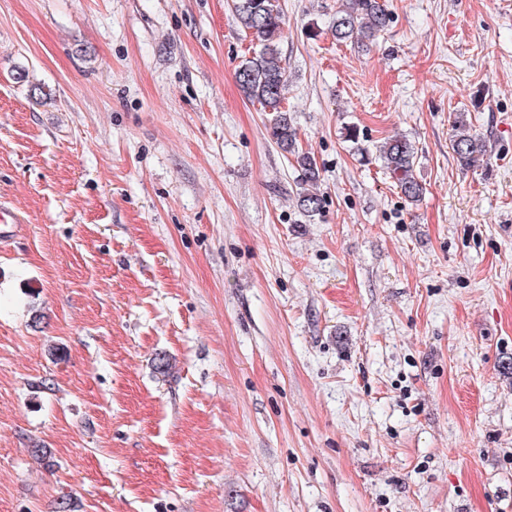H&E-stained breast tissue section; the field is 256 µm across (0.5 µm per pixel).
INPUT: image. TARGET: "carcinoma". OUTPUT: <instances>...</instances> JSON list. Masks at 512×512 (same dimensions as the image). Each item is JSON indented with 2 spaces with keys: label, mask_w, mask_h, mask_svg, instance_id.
<instances>
[{
  "label": "carcinoma",
  "mask_w": 512,
  "mask_h": 512,
  "mask_svg": "<svg viewBox=\"0 0 512 512\" xmlns=\"http://www.w3.org/2000/svg\"><path fill=\"white\" fill-rule=\"evenodd\" d=\"M236 23L250 38L251 56L243 60L235 77L243 95L269 113L268 127L272 141L285 154L294 157L301 171L303 190L297 206L309 215L316 214L322 203L317 192L320 171L314 156L299 148L297 131L284 107L288 66L280 41L284 17L278 0H233ZM390 22V14L381 0H342L333 29L338 42L359 38L367 43L378 39ZM452 150L459 166L469 168L479 154L487 152L486 141L468 123L465 113L454 122ZM379 157L405 199L415 204L424 188L414 175L417 151L407 137L397 136L380 146Z\"/></svg>",
  "instance_id": "cac0c4a2"
}]
</instances>
